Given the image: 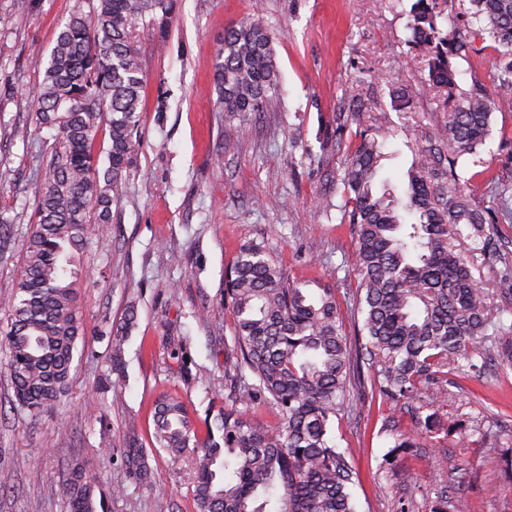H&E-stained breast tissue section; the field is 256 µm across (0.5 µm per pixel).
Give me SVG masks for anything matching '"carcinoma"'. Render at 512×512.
<instances>
[{"instance_id": "obj_1", "label": "carcinoma", "mask_w": 512, "mask_h": 512, "mask_svg": "<svg viewBox=\"0 0 512 512\" xmlns=\"http://www.w3.org/2000/svg\"><path fill=\"white\" fill-rule=\"evenodd\" d=\"M478 30L502 48L495 94L512 95V0H469ZM58 33L36 94V118L57 128L29 237L23 274L0 329L17 410L39 414L67 394L74 351L83 335L77 250L88 225L108 229L119 186L138 152L145 72L130 32L151 13L160 34L172 0H89ZM441 0H414L408 28L424 51L429 80L447 91L446 120L425 140L401 187L378 182L382 144L355 133L341 177L343 220L356 234L361 325L342 329L335 289L317 295L288 281L279 256L262 242L242 245L225 273L224 306L234 315L235 384L230 403L206 415L198 435L187 405L163 394L153 415V446L196 458L197 512H357L351 489L358 474L336 446L332 421L348 407L351 369H368L372 392L399 407L431 434L448 398V375L467 361L485 375L512 370V267L495 225L508 210V189L486 205L465 191V161L491 134L492 100L478 82H457L452 60L471 48L468 30L449 31ZM272 38L257 17L224 29L213 83L216 111L234 120L265 111L277 86ZM335 114L336 150L359 118ZM108 127L105 158L94 151ZM505 264L495 304L473 275L479 265ZM134 311L112 333V370L120 369ZM278 409L274 429L252 423L245 409ZM67 512H96L95 480L76 463L61 488ZM440 512H467L459 497L438 490Z\"/></svg>"}]
</instances>
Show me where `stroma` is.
I'll return each mask as SVG.
<instances>
[{"mask_svg": "<svg viewBox=\"0 0 512 512\" xmlns=\"http://www.w3.org/2000/svg\"><path fill=\"white\" fill-rule=\"evenodd\" d=\"M413 0H174L166 38L151 16L132 39L142 55L145 105L140 150L121 187L108 232L89 225L79 253L84 336L65 400L31 415L14 407L0 352V469L13 487L0 512H66L61 486L86 463L99 478L97 512H195L191 455L153 448V410L178 394L203 422L234 385L226 368L234 319L224 306V273L241 245L264 242L290 281L330 285L346 331L357 319L355 236L342 220L344 153L333 118L349 92L382 142L381 178L398 185L423 136L443 122V91L428 79L407 27ZM86 0H38L24 10L0 0V323L23 270L55 128L37 123L34 94L56 37ZM259 14L273 34L278 88L265 112L224 135L213 71L224 28ZM458 61V83L493 89L494 43ZM404 84L409 105L390 96ZM25 137H18V130ZM479 196L512 182V97L495 98L492 133L467 164ZM123 377L111 372L110 330L128 308ZM438 414L444 428L422 433L380 396L354 399L334 420L336 442L359 480V512H435L437 490L460 480L468 512H512V372L494 378L452 375ZM399 416L413 448L393 452L384 430ZM146 449L150 483L123 456L126 442Z\"/></svg>", "mask_w": 512, "mask_h": 512, "instance_id": "35a3bbf8", "label": "stroma"}]
</instances>
